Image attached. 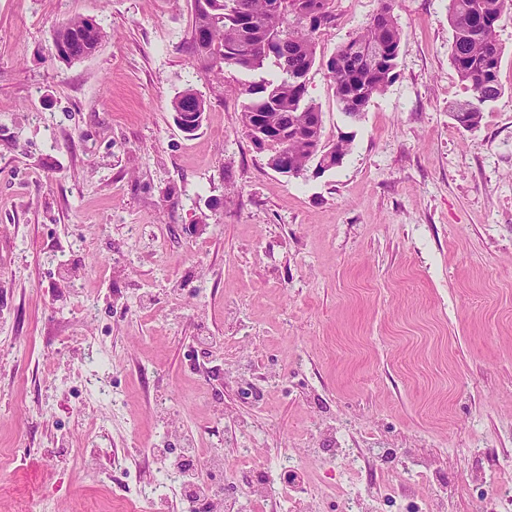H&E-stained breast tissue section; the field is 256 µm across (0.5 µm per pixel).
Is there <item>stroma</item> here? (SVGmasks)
I'll use <instances>...</instances> for the list:
<instances>
[{"instance_id": "stroma-1", "label": "stroma", "mask_w": 512, "mask_h": 512, "mask_svg": "<svg viewBox=\"0 0 512 512\" xmlns=\"http://www.w3.org/2000/svg\"><path fill=\"white\" fill-rule=\"evenodd\" d=\"M381 0H333L317 54ZM397 78L356 123L321 67L323 138L354 139L329 172L267 167L236 121L247 74L216 79L192 48L193 0H0V512L50 493L62 512H138L147 444L224 442L240 467L289 460L287 508L500 512L512 495V9L497 27L503 94L478 127L448 48V0H396ZM82 15L105 37L64 64L52 33ZM208 108L193 136L171 102ZM164 246H157L156 235ZM112 344V398L78 415ZM222 343V355L200 344ZM100 424L125 463L65 466Z\"/></svg>"}]
</instances>
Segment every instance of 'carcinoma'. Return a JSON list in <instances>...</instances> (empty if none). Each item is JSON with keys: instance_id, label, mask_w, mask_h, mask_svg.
<instances>
[{"instance_id": "carcinoma-1", "label": "carcinoma", "mask_w": 512, "mask_h": 512, "mask_svg": "<svg viewBox=\"0 0 512 512\" xmlns=\"http://www.w3.org/2000/svg\"><path fill=\"white\" fill-rule=\"evenodd\" d=\"M395 0H383L367 28L342 44L328 59L317 60V46L336 26L331 0H194L191 42L207 59L215 76L236 68L255 79L244 84L238 122L249 139L261 130L285 133L287 147L277 143L266 165L275 169L283 151L296 174L310 169L323 174L342 164L353 136L344 133L324 145L322 111L308 98L306 77L321 64L339 110L360 118L371 100L383 94L397 77L402 31L394 16ZM512 8V0H448L453 31L449 59L470 95L450 107L452 119L465 129L477 127L482 108L502 95L498 74L503 55L496 38L497 22ZM103 32L91 20L72 17L54 28L58 56L70 63L94 53ZM377 54L374 64L367 56ZM174 115L205 114L206 102L191 89L172 100Z\"/></svg>"}]
</instances>
